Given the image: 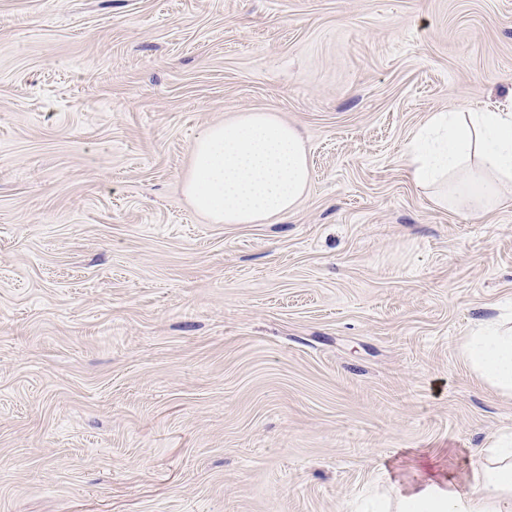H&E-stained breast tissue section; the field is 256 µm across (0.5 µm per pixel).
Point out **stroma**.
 <instances>
[{"label": "stroma", "mask_w": 512, "mask_h": 512, "mask_svg": "<svg viewBox=\"0 0 512 512\" xmlns=\"http://www.w3.org/2000/svg\"><path fill=\"white\" fill-rule=\"evenodd\" d=\"M512 98V0H0V512H372L464 477L512 398V201L437 208L428 113ZM270 111L293 212L188 204L209 125ZM472 371L501 396L512 397V321L477 324L463 346Z\"/></svg>", "instance_id": "obj_1"}]
</instances>
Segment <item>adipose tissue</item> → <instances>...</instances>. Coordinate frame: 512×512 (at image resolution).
Returning <instances> with one entry per match:
<instances>
[{
  "label": "adipose tissue",
  "instance_id": "adipose-tissue-1",
  "mask_svg": "<svg viewBox=\"0 0 512 512\" xmlns=\"http://www.w3.org/2000/svg\"><path fill=\"white\" fill-rule=\"evenodd\" d=\"M405 164L439 208L477 216L496 208L512 186V107L429 113L410 139ZM310 176L293 126L272 112H244L198 136L185 194L212 223L264 224L297 207ZM463 356L479 378L512 397V321L478 323ZM396 512H512V433L488 442L464 480L430 476L400 493Z\"/></svg>",
  "mask_w": 512,
  "mask_h": 512
}]
</instances>
